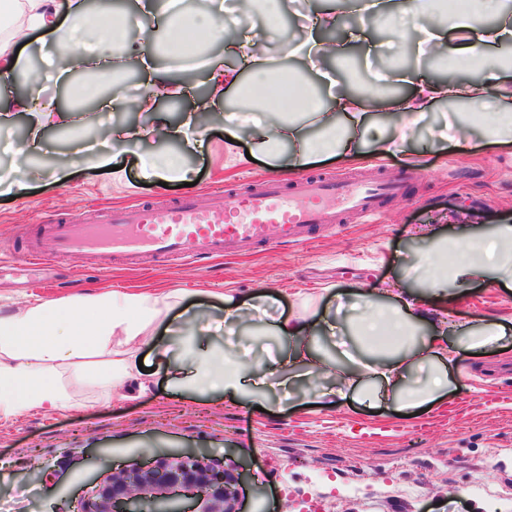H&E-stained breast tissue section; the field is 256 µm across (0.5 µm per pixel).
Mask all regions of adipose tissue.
Listing matches in <instances>:
<instances>
[{"label": "adipose tissue", "mask_w": 512, "mask_h": 512, "mask_svg": "<svg viewBox=\"0 0 512 512\" xmlns=\"http://www.w3.org/2000/svg\"><path fill=\"white\" fill-rule=\"evenodd\" d=\"M139 3L144 16L164 28L167 42L180 43L188 35L201 34L223 44V56L203 63L209 99L198 102L178 122H169L159 113L158 100L187 96L189 89L171 82L151 65L145 44L126 39L132 15L94 12L86 0H22L21 21L8 36L0 37V126L9 124L19 113L26 115L30 128L28 139L12 151L15 168L26 167L41 153L47 128L65 126L76 119L93 124L99 122L102 113L127 106L151 114L153 120L112 128L108 137L113 152H134L139 143L157 135L195 147L208 131L200 113L212 111L223 101L225 92L237 89L243 90L260 117L249 129L251 147L245 154L238 150L237 128L226 127L225 153L239 163L246 162L251 154L283 160L292 171L329 158L358 163L368 146L379 157L405 153L416 140L421 115L440 102H463L479 112H512V64L491 51L492 46L512 41V13L502 8L500 0H468L465 19L455 26L448 25L429 0H416L411 6L405 0H372L370 4L373 18L389 21L404 34L418 35L423 53L452 57L458 69L479 71L480 80L437 81L424 72L399 68L393 78L408 85L409 90L389 101L368 92L347 90L325 100L299 83L294 88L292 111L286 115L267 108L271 100L279 98L283 85L279 73L264 65L262 42L252 31L225 21L222 0H209L202 13L164 10L158 0ZM339 19L334 9L306 11L299 23L300 38L290 47V54L306 59L313 70L326 59H343L344 46L329 48L322 38ZM64 29L86 66L81 95L94 99L93 110L74 113L61 109L54 101L43 100L36 89L21 96L8 91L24 63L16 50L20 34L34 31L55 38ZM115 61L139 66L144 74L145 89L136 99H101L106 70ZM246 71L251 74L247 83L241 80ZM419 238L438 241L443 252L454 256L445 267L428 263L425 295L397 287L392 291L393 302L388 304L380 302L378 289L357 292L353 303L362 307L364 314L353 326V350L342 365L315 349L319 338L335 337V317L327 313L306 315L310 299L296 295L295 303L302 312L271 325L273 336L282 341L284 349L265 365L257 385H264L266 377L273 376L280 387H304L318 399L353 390L361 399L390 398L404 409L446 396L457 353L454 337L467 338L469 347L479 348L505 333L501 325L478 333L458 321L448 305L447 286H468L492 278L512 283V225H501L490 236L464 234L457 238H440L425 229ZM185 298L183 291L170 288L106 291L91 297L36 301L17 311L0 309V419L30 410L66 407L71 395L59 371L71 365L76 368V377L91 373L106 395L131 380L137 381L140 389H149L150 382L137 364L139 353ZM269 299V294L258 293L244 300L227 291L215 300L196 302L192 316L174 329L179 344L196 363L187 379L189 387L232 397L247 393L249 381L241 364L217 358L208 350L195 319L219 309L232 325L251 326ZM419 323L428 325L429 334L417 339L413 328ZM89 357L103 358V367L87 372L80 369L81 359ZM421 370L426 371V378L413 382V373Z\"/></svg>", "instance_id": "1"}]
</instances>
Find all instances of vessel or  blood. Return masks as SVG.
<instances>
[{"mask_svg":"<svg viewBox=\"0 0 512 512\" xmlns=\"http://www.w3.org/2000/svg\"><path fill=\"white\" fill-rule=\"evenodd\" d=\"M400 189L393 181L372 184L357 176L310 175L287 190L278 179L266 178L229 196L215 194L206 208L187 195L164 208L143 206L135 224L113 207L63 220L50 218L43 230L62 255L77 252L99 261L133 264L196 262L256 250L266 246L273 233L303 243L322 225L372 219L379 215L383 199Z\"/></svg>","mask_w":512,"mask_h":512,"instance_id":"obj_1","label":"vessel or blood"}]
</instances>
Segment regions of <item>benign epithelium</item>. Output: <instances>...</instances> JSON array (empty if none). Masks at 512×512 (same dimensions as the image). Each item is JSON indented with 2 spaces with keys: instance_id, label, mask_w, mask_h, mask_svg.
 I'll use <instances>...</instances> for the list:
<instances>
[{
  "instance_id": "obj_1",
  "label": "benign epithelium",
  "mask_w": 512,
  "mask_h": 512,
  "mask_svg": "<svg viewBox=\"0 0 512 512\" xmlns=\"http://www.w3.org/2000/svg\"><path fill=\"white\" fill-rule=\"evenodd\" d=\"M238 480L235 465L210 454H158L96 484L73 512H238Z\"/></svg>"
}]
</instances>
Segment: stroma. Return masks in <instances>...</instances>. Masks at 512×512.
<instances>
[{
	"mask_svg": "<svg viewBox=\"0 0 512 512\" xmlns=\"http://www.w3.org/2000/svg\"><path fill=\"white\" fill-rule=\"evenodd\" d=\"M329 5L330 0H285L288 31L275 38L266 36L262 21L251 20L254 32L264 37L270 64L300 69L287 52L298 35V15L309 6ZM155 65L191 88L189 96L172 99L167 113L187 112L206 97L199 61L162 57ZM243 106L225 94L203 149L154 139L138 154L114 157L115 174L81 156L62 184L48 178L52 157L68 150L80 126L48 129L45 160L17 173L9 148L26 139L28 126L23 116H15L0 130V178L22 181L27 190L13 199L0 193V255L49 212L67 217L88 207H118L132 221L144 202L167 203L189 192L205 207L213 194L258 178L291 181V174L263 157L247 165L228 162L222 114ZM451 110L436 104L420 122L416 165L389 156L360 166L334 159L309 166V173L338 177L412 174L404 193L383 200L377 221L347 224L302 244L275 242L249 255L146 268L117 262L105 272L79 254L55 257L53 242L42 237L38 243L49 262L0 265V306L16 310L35 300L109 288L231 289L244 299L260 291L277 294L269 312L285 318L297 311L294 294L311 288L326 289L322 306L331 312L367 285L399 280L423 292L421 225H434L437 234L448 237L490 235L499 225L512 224V143L486 139L484 117L477 112L467 115L466 142L438 139ZM157 153L180 155L196 185L146 181L143 163ZM448 298L459 321L479 330L504 318L506 334L482 348L458 344L459 373L446 399L405 413L394 401L369 405L352 392L332 400L310 398L301 389L287 398L268 387L248 397L200 393L176 383L173 371L160 366L158 352L164 348L183 370H190L192 361L174 337L157 333L141 349L148 392L122 386L106 400L91 380L72 379L67 408L0 421V512H71L114 468L181 448H203L240 466L244 512L259 506L267 512H512V289L494 281L452 286ZM210 340L216 353L245 354L260 363L281 349L274 337L232 335L224 328L213 330Z\"/></svg>",
	"mask_w": 512,
	"mask_h": 512,
	"instance_id": "35a3bbf8",
	"label": "stroma"
}]
</instances>
